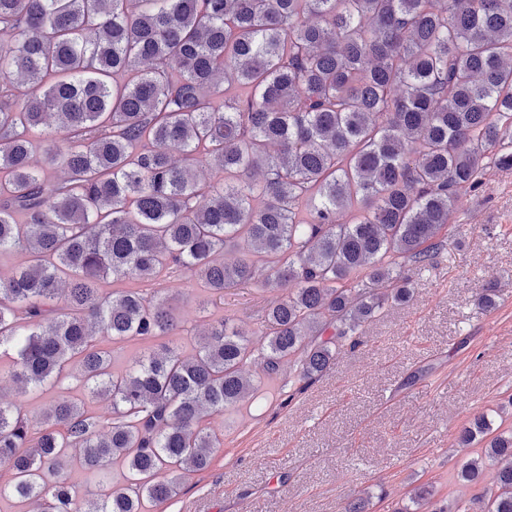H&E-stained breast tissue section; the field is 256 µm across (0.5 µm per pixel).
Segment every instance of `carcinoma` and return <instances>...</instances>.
Returning a JSON list of instances; mask_svg holds the SVG:
<instances>
[{
  "instance_id": "carcinoma-1",
  "label": "carcinoma",
  "mask_w": 512,
  "mask_h": 512,
  "mask_svg": "<svg viewBox=\"0 0 512 512\" xmlns=\"http://www.w3.org/2000/svg\"><path fill=\"white\" fill-rule=\"evenodd\" d=\"M0 347L22 395L76 367L85 400L39 431L0 398V498L36 512H144L217 452L204 422L253 399L244 367L312 380L433 265L487 170L512 169V0H0ZM39 143L50 179L34 160ZM209 168L216 179L197 181ZM346 213L350 221L338 223ZM234 246L242 257L218 259ZM291 285L248 338L224 318L190 354L152 283ZM112 342L154 339L123 372ZM458 471L496 467L478 512H512V430ZM123 484L83 501L77 466Z\"/></svg>"
}]
</instances>
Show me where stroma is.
Returning a JSON list of instances; mask_svg holds the SVG:
<instances>
[{"label": "stroma", "instance_id": "obj_1", "mask_svg": "<svg viewBox=\"0 0 512 512\" xmlns=\"http://www.w3.org/2000/svg\"><path fill=\"white\" fill-rule=\"evenodd\" d=\"M415 281L412 299L368 322L358 346L343 348L317 379L294 366L271 378L262 364L247 365L261 398L207 421L220 444L211 465L148 512H343L359 495L368 512H397L423 484L437 508L475 498L480 487L456 474L479 446L460 445L459 431L482 413L512 428V170H491L467 197L448 229L447 255ZM487 288L496 307L485 312L477 302ZM145 290L175 308L188 354L200 325L223 317L259 329L266 308L288 293L254 281L213 294L176 268ZM15 355L0 353L4 401L39 414L80 395L71 374L39 395L16 396Z\"/></svg>", "mask_w": 512, "mask_h": 512}]
</instances>
